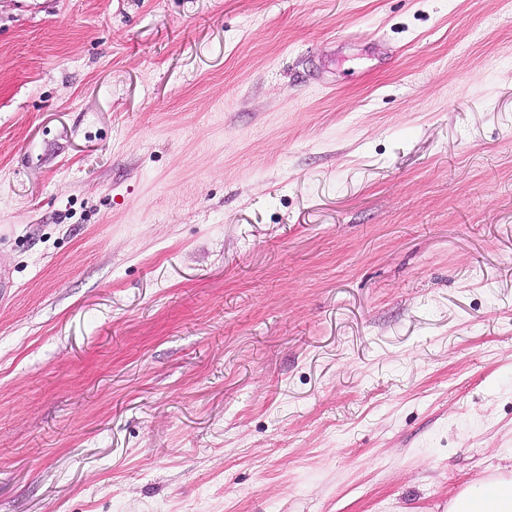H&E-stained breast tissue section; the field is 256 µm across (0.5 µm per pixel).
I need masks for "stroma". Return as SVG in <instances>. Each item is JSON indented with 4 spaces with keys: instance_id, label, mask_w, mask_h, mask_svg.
<instances>
[{
    "instance_id": "35a3bbf8",
    "label": "stroma",
    "mask_w": 512,
    "mask_h": 512,
    "mask_svg": "<svg viewBox=\"0 0 512 512\" xmlns=\"http://www.w3.org/2000/svg\"><path fill=\"white\" fill-rule=\"evenodd\" d=\"M0 512H448L512 465V0H0Z\"/></svg>"
}]
</instances>
